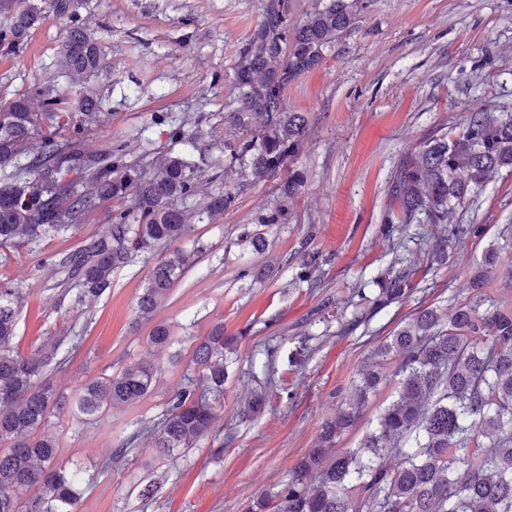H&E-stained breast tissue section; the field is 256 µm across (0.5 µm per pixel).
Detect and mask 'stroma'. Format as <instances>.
Wrapping results in <instances>:
<instances>
[{
    "instance_id": "1",
    "label": "stroma",
    "mask_w": 512,
    "mask_h": 512,
    "mask_svg": "<svg viewBox=\"0 0 512 512\" xmlns=\"http://www.w3.org/2000/svg\"><path fill=\"white\" fill-rule=\"evenodd\" d=\"M263 0H89L83 16L111 67L94 88L109 108L85 148L148 141L152 158L189 153L201 170V190L238 194L213 222L195 224L183 245L192 261L151 316L137 312L150 265L134 257L112 274V288L75 305V282L57 261L104 234L115 209L106 203L68 232L0 249V283L19 288L14 346L21 355L48 347L53 337L83 343L54 387L72 393L88 381L138 363L157 379L134 403L109 409L93 424L63 414L45 431L59 442L60 463L81 471L77 512H246L252 501L274 498L294 463L315 448L320 426L348 404L352 383L374 349L421 307L448 310L468 296V281L484 251L498 247L512 260V168L493 173L486 187L455 207L449 223L476 221L479 237L449 245L448 261L424 255L437 228L400 224L392 236L379 227L392 207L388 181L400 156L427 134L457 135L469 110L486 106L512 113V0H371L354 29L313 71L285 91L290 109L311 124L294 160L304 187L277 223L261 226L279 181H256L214 167L237 130L224 121L236 106L234 67L261 20ZM66 22L50 18L32 30L19 52L0 49V101L52 85L68 97L76 87L58 67ZM200 133L199 147L173 140L177 126ZM264 229L269 247L254 256L240 242L243 229ZM323 258L322 285L296 281L304 249ZM414 261L416 290L375 312L356 307V291L377 293V280L395 259ZM278 271L259 280L251 265ZM238 339L236 362L224 384V411L214 429L172 463L130 437L162 415L193 371V350L216 322ZM173 342L153 347L156 324ZM313 355L304 367L289 357L300 344ZM278 349L266 374L267 347ZM263 392V415L243 417L250 391ZM127 444L125 457L113 448ZM155 483L153 496L140 494Z\"/></svg>"
}]
</instances>
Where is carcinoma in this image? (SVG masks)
I'll list each match as a JSON object with an SVG mask.
<instances>
[{
	"mask_svg": "<svg viewBox=\"0 0 512 512\" xmlns=\"http://www.w3.org/2000/svg\"><path fill=\"white\" fill-rule=\"evenodd\" d=\"M85 4L0 0V13L8 15L0 46L16 52L49 16L66 17L70 26L59 47L60 64L82 87L110 68L80 23ZM366 8V0H327L293 23L288 0H264L262 19L235 66L237 107L224 116L242 137L224 145V158L215 165L248 166L258 180L282 174L310 125L308 113L288 109V84L321 64ZM73 111L91 126L100 122L105 104L84 89L64 99L49 86L0 103V248L66 231L103 204L132 194L133 209L113 213L107 234L58 264L78 284V305L111 289L113 270L131 257L153 262L138 301L139 314L147 315L185 272L184 254L154 256L191 233L186 204L200 191L198 170L172 155L149 174L141 166L143 157L125 160L124 148L86 151L79 132L62 140L38 137L40 124L58 123ZM503 167H512V116L500 118L481 108L470 111L457 136L430 135L401 156L390 181L399 222L443 225L428 260L445 261L448 243L481 232L477 224L448 223V211ZM72 171L82 177L66 178ZM303 183L301 173L288 172L275 212L288 208ZM235 204L236 193L214 191L196 219L222 215ZM320 266L319 253H305L298 280L319 287ZM495 271L512 281V265H503L491 247L470 277L472 297L446 314L436 307L419 309L379 344L374 360L359 373L352 402L324 423L318 447L293 465L278 502L260 499L248 512H512V308L484 293ZM413 278L412 266L391 267L372 308L403 300L415 290ZM18 300L16 289L0 286V442H11L0 449V512H75L79 472L57 462V439L41 428L54 414L72 412L94 421L113 406L143 398L155 370L133 365L70 396L57 392L49 378L65 369L80 337L57 336L40 354L21 355L14 347ZM236 340L224 335V323H216L194 348L198 376L173 394L156 422L113 449L112 458L146 439L161 458L176 461L206 436L224 409L227 355ZM393 354L399 360L391 371ZM393 380L397 395L374 429L356 447L328 456L336 440L358 425L370 396Z\"/></svg>",
	"mask_w": 512,
	"mask_h": 512,
	"instance_id": "obj_1",
	"label": "carcinoma"
}]
</instances>
